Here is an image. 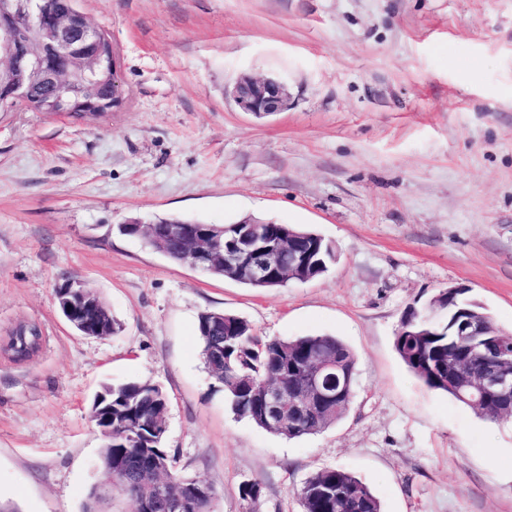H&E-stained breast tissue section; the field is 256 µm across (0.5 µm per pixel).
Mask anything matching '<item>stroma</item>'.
<instances>
[{"label":"stroma","instance_id":"35a3bbf8","mask_svg":"<svg viewBox=\"0 0 512 512\" xmlns=\"http://www.w3.org/2000/svg\"><path fill=\"white\" fill-rule=\"evenodd\" d=\"M114 47L121 107L93 121L0 112V337L37 323L38 355H0V502L83 512L102 437L103 385L168 395L165 445L209 483L215 512H302L326 467L383 512H512V417L429 389L394 340L407 311L459 287L512 331V0H78ZM244 76L290 92L259 118ZM254 215L336 248L323 276L256 290L173 262L135 219L225 224ZM119 325L80 335L65 276ZM257 334L328 333L357 357L347 414L296 439L236 418L204 368L197 321ZM260 496L242 499L244 483ZM244 112L267 117L284 111L290 99L287 87L272 78L241 77L231 91Z\"/></svg>","mask_w":512,"mask_h":512}]
</instances>
